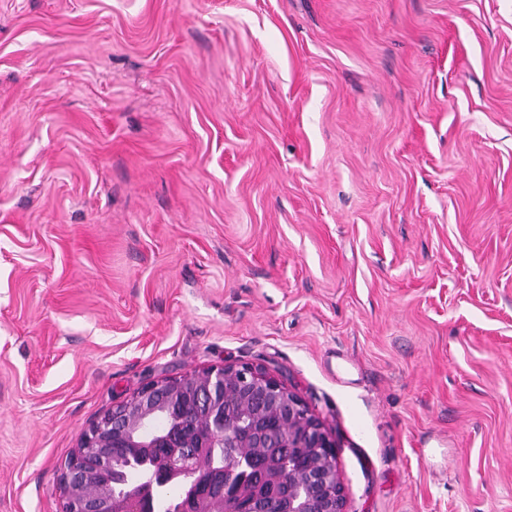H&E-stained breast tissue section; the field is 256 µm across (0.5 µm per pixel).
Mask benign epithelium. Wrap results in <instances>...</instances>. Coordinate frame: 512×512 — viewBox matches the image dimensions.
I'll list each match as a JSON object with an SVG mask.
<instances>
[{
  "label": "benign epithelium",
  "mask_w": 512,
  "mask_h": 512,
  "mask_svg": "<svg viewBox=\"0 0 512 512\" xmlns=\"http://www.w3.org/2000/svg\"><path fill=\"white\" fill-rule=\"evenodd\" d=\"M145 448L158 456L121 496L100 483L144 464ZM60 481L63 512H154L166 486L191 512H345L336 440L295 390L249 364L147 384L82 433Z\"/></svg>",
  "instance_id": "benign-epithelium-1"
}]
</instances>
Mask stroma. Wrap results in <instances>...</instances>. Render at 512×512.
Wrapping results in <instances>:
<instances>
[{"instance_id":"1","label":"stroma","mask_w":512,"mask_h":512,"mask_svg":"<svg viewBox=\"0 0 512 512\" xmlns=\"http://www.w3.org/2000/svg\"><path fill=\"white\" fill-rule=\"evenodd\" d=\"M226 363L346 512H512V0H0V512Z\"/></svg>"}]
</instances>
